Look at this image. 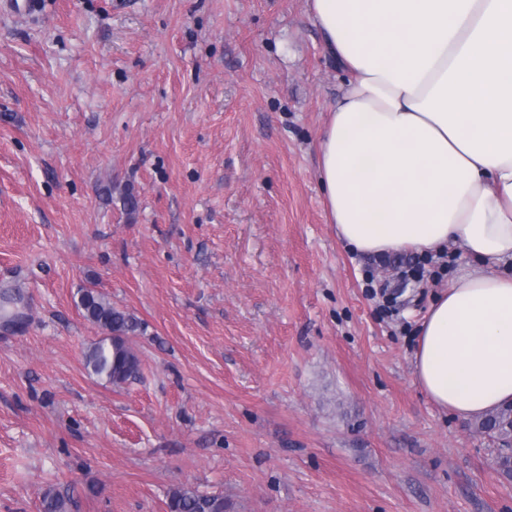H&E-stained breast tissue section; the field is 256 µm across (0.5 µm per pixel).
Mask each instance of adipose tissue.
I'll list each match as a JSON object with an SVG mask.
<instances>
[{"label": "adipose tissue", "instance_id": "1", "mask_svg": "<svg viewBox=\"0 0 512 512\" xmlns=\"http://www.w3.org/2000/svg\"><path fill=\"white\" fill-rule=\"evenodd\" d=\"M344 71L319 177L354 252L470 258L418 328L413 378L469 423L512 402V0H308Z\"/></svg>", "mask_w": 512, "mask_h": 512}]
</instances>
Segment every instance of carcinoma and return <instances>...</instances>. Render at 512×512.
I'll use <instances>...</instances> for the list:
<instances>
[{"instance_id": "obj_1", "label": "carcinoma", "mask_w": 512, "mask_h": 512, "mask_svg": "<svg viewBox=\"0 0 512 512\" xmlns=\"http://www.w3.org/2000/svg\"><path fill=\"white\" fill-rule=\"evenodd\" d=\"M77 295L76 306L84 319L110 332L85 353L87 369L113 386L128 382L140 368V359L127 341V336L139 328L137 319L95 288H81ZM22 296L18 289H6L0 294L4 317L16 315ZM473 428L498 443L495 465L503 476L512 479V402L473 423ZM71 505V499L57 491L50 489L43 495V512H70ZM168 507L170 512H224V498L178 488L170 493Z\"/></svg>"}]
</instances>
